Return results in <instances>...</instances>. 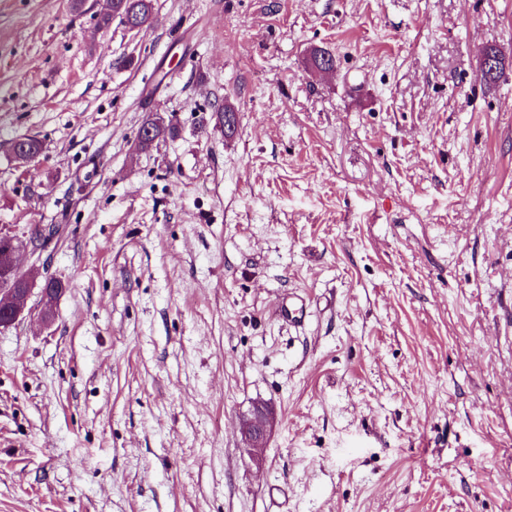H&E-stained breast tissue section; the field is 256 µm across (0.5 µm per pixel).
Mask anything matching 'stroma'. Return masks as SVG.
<instances>
[{"label": "stroma", "mask_w": 512, "mask_h": 512, "mask_svg": "<svg viewBox=\"0 0 512 512\" xmlns=\"http://www.w3.org/2000/svg\"><path fill=\"white\" fill-rule=\"evenodd\" d=\"M152 3L0 0V512H512V0ZM118 2H125L122 11H117L116 7L111 13L103 16V25H109L112 16L118 15L130 27V29H143L150 26V19L152 16V0H118ZM131 18L133 21H131ZM130 24V25H129ZM35 239L27 243L18 241L11 236L0 237V327L14 324L24 314L29 298L33 293V279L21 271L19 254L30 245L32 251L37 250L33 244ZM29 245V246H28ZM15 277H20L24 288H17ZM241 433L252 447L260 446L264 443L268 427V413L262 408L253 411L249 416L242 418Z\"/></svg>", "instance_id": "stroma-1"}]
</instances>
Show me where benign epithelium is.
<instances>
[{
	"mask_svg": "<svg viewBox=\"0 0 512 512\" xmlns=\"http://www.w3.org/2000/svg\"><path fill=\"white\" fill-rule=\"evenodd\" d=\"M35 240L23 243L11 236L0 237V327L14 324L24 314L33 293V279L21 271L19 254ZM269 427L268 413L258 409L241 420V433L251 446L264 443Z\"/></svg>",
	"mask_w": 512,
	"mask_h": 512,
	"instance_id": "obj_1",
	"label": "benign epithelium"
}]
</instances>
